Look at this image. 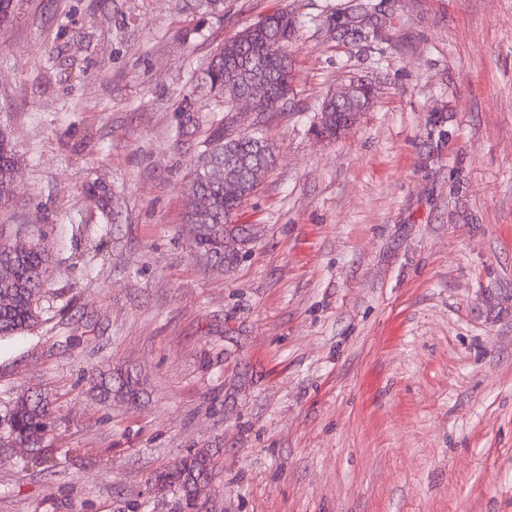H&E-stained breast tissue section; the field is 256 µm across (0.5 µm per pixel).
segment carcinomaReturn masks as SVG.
<instances>
[{
	"instance_id": "obj_1",
	"label": "carcinoma",
	"mask_w": 512,
	"mask_h": 512,
	"mask_svg": "<svg viewBox=\"0 0 512 512\" xmlns=\"http://www.w3.org/2000/svg\"><path fill=\"white\" fill-rule=\"evenodd\" d=\"M297 21L287 11L272 14L266 27L250 26L218 48L203 70L201 89L208 92L212 103L224 112L234 107V92L244 93L248 85L244 68L250 66L261 78L265 88L267 108L274 112L288 97L292 83V63L288 43ZM357 119L353 105L331 106L329 128L338 129ZM263 122H257L252 131L231 135L226 133L224 119L213 122L209 128L205 150L194 173L196 194L187 199V220L194 225L192 245L197 256L212 266H231L237 254L224 250V239L237 238L243 242V229L234 223V217L257 189L253 177L257 167L270 169L274 162L273 148L262 133ZM15 157L8 129L0 123V211L14 199L13 170ZM236 178L243 190L237 196L224 195V183L212 178L215 169ZM50 261L46 235L33 238L23 251L8 240L0 239V297L10 302L0 305V340L18 336L31 329L41 318L43 308L40 295L45 288L44 274ZM94 387L101 400L112 398L117 390L130 401L137 399V382L129 375L102 376ZM59 417L52 402L35 392L22 396L10 404L0 416V444L10 448H25L30 455L19 453L23 467L52 472L60 459L43 448V442L55 430ZM209 449L200 448L186 455L181 466L172 471H160L147 482L157 491L179 495L185 509L200 512L199 499L210 470Z\"/></svg>"
}]
</instances>
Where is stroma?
Masks as SVG:
<instances>
[{
    "label": "stroma",
    "instance_id": "obj_1",
    "mask_svg": "<svg viewBox=\"0 0 512 512\" xmlns=\"http://www.w3.org/2000/svg\"><path fill=\"white\" fill-rule=\"evenodd\" d=\"M379 3L13 0L0 236L45 231L51 258L41 321L0 342V409L53 400L65 462L0 456V512H182L146 480L194 448L202 512H512V0ZM280 10L300 25L274 164L213 270L184 200L219 114L192 93ZM356 80L372 106L317 140ZM107 370L136 405L99 401ZM14 156L7 126L0 121V211L6 209L14 199ZM108 376H101L100 380H96L94 387L98 390L101 400L108 401L112 398V390L116 388V391L127 398L129 401H135L137 399L138 390L137 382L130 375H120L112 378V373Z\"/></svg>",
    "mask_w": 512,
    "mask_h": 512
}]
</instances>
